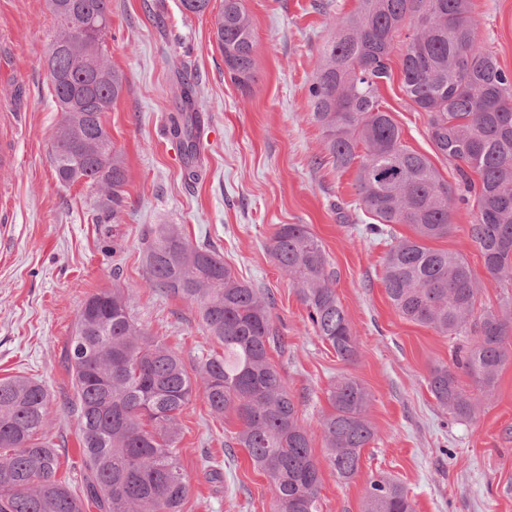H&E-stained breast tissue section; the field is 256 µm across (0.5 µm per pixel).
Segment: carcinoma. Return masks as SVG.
Here are the masks:
<instances>
[{
    "label": "carcinoma",
    "instance_id": "obj_1",
    "mask_svg": "<svg viewBox=\"0 0 512 512\" xmlns=\"http://www.w3.org/2000/svg\"><path fill=\"white\" fill-rule=\"evenodd\" d=\"M57 21L49 43L47 79L61 118L50 157L64 185L86 184L97 196L96 223H118L125 206L126 168L104 122L127 87L110 61L85 55L79 25L96 31L98 50L110 33V0H48ZM472 0H357L319 50L309 87L311 117L322 131L326 163H358L355 185L371 238L392 225L414 232L387 253L384 286L399 315L458 338L453 367L431 368L438 406L457 419L476 415L478 395L491 393L512 347V73L486 51ZM407 30L402 44L395 38ZM215 37L231 80L244 90L256 80L255 37L245 0H223ZM399 49L402 90L427 115L436 154L454 166L458 195L431 160L404 144L380 100ZM194 85L185 80L180 115L169 134L187 158L197 151ZM473 204L468 236L484 268L502 288L496 308H477L480 286L466 258L426 241L452 233L457 204ZM149 287L194 306L222 351L193 368L149 335L119 289L89 296L67 350L78 437L90 477L85 497L99 512H182L190 492L179 460L180 417L202 382L210 412L240 422L235 444L268 478L276 512H321V466L312 434L301 424L299 400L288 391L270 352L286 348L271 314L272 297L242 282L208 246H194L177 224H155L142 235ZM269 250L297 288L311 327L337 358L354 362L359 342L339 302L322 243L305 224H280ZM331 410L320 426L330 468L342 481L359 472L376 437L367 416L370 393L353 377L327 392ZM50 393L36 379L0 380V512H83L81 498L57 478L59 456L45 435ZM363 512H415L406 488L372 479Z\"/></svg>",
    "mask_w": 512,
    "mask_h": 512
}]
</instances>
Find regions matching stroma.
<instances>
[{
    "label": "stroma",
    "instance_id": "stroma-1",
    "mask_svg": "<svg viewBox=\"0 0 512 512\" xmlns=\"http://www.w3.org/2000/svg\"><path fill=\"white\" fill-rule=\"evenodd\" d=\"M246 0L253 19L257 80L235 85L214 36V16L182 10L180 0H111L106 53L127 88L105 125L123 156L126 206L119 223L94 221L85 184L62 186L49 159L60 114L47 81L45 56L56 25L47 0H0V142L16 163L0 170V378L26 375L51 392L47 438L59 450L58 476L73 492L84 466L73 387L63 364L66 343L88 295L118 286L150 335L161 337L186 365L210 352L194 305L146 285L142 232L179 224L195 245L215 249L244 282L269 292L272 316L288 339L272 359L323 458L320 420L326 391L350 375L368 389L377 432L362 452L358 475L340 481L322 469V512H362L371 477L407 488L416 512H512V358L476 416L454 418L427 388L430 367L451 363L453 341L403 319L382 282L386 239L360 232L363 213L355 168L322 164L321 130L311 121L309 86L333 16L356 0ZM484 45L512 71V0H474ZM380 87L382 104L409 147L431 157L446 181L455 170L435 156L427 116L401 88L399 56ZM195 79L199 154L187 163L168 134L179 102L180 75ZM470 209L454 211L455 229L434 246L463 254L482 290L478 304L497 307L500 288L468 237ZM279 224H305L321 241L336 273V295L360 343L357 361H340L315 336L296 289L269 251ZM180 461L191 489L184 512H275L266 476L232 440L234 416L211 415L194 396L181 417ZM210 457L223 479H209Z\"/></svg>",
    "mask_w": 512,
    "mask_h": 512
}]
</instances>
